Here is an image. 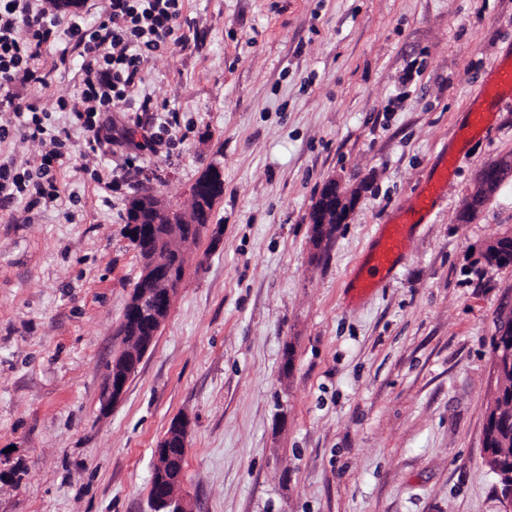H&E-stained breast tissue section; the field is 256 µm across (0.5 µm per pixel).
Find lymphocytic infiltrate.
I'll return each mask as SVG.
<instances>
[{
  "label": "lymphocytic infiltrate",
  "instance_id": "1",
  "mask_svg": "<svg viewBox=\"0 0 512 512\" xmlns=\"http://www.w3.org/2000/svg\"><path fill=\"white\" fill-rule=\"evenodd\" d=\"M50 0H0V106H8L15 129L32 139L49 140L51 150L41 155L33 170L16 173L11 161H0V199L25 196L29 206L54 202L59 191L53 173L62 167V133L45 123L35 104L17 101L16 83H46L41 67L45 48L58 49L60 60L70 52L81 59L82 80L70 100V111L84 134L86 149L103 150L100 116L123 103L134 126H147L148 145L171 136L176 113L144 123L148 101H136L133 91L150 53L171 42L180 29L182 0H109L104 18L92 21L80 15L68 20L51 15Z\"/></svg>",
  "mask_w": 512,
  "mask_h": 512
}]
</instances>
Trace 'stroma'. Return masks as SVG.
Here are the masks:
<instances>
[{
    "instance_id": "1",
    "label": "stroma",
    "mask_w": 512,
    "mask_h": 512,
    "mask_svg": "<svg viewBox=\"0 0 512 512\" xmlns=\"http://www.w3.org/2000/svg\"><path fill=\"white\" fill-rule=\"evenodd\" d=\"M181 24L134 90L179 125L120 191V156L81 147L58 109L79 60L46 49L47 85L16 86L69 131L70 159L57 202L0 200V512H150L153 450L178 415L193 512H505L482 434L512 266L477 260L512 231V175L457 217L512 159V98L482 92L512 59V0H184ZM477 106L494 115L482 135ZM214 160L223 241L187 253L153 347L102 412L141 274L127 201L190 212ZM331 179L358 200L319 251L308 218ZM436 181L405 252L357 291L383 225ZM508 174H512V160L505 159L486 167L479 178L476 189L469 195L459 213L458 221L468 223L480 210L485 199L493 193Z\"/></svg>"
}]
</instances>
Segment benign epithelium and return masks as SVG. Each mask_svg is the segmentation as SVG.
<instances>
[{"mask_svg": "<svg viewBox=\"0 0 512 512\" xmlns=\"http://www.w3.org/2000/svg\"><path fill=\"white\" fill-rule=\"evenodd\" d=\"M512 174V160L505 159L486 167L476 189L469 195L459 213L458 221L465 224L480 210L485 199L493 193L505 177ZM223 181V168L212 162L188 188L191 198L214 207L222 197L218 193ZM357 202V193L343 190L334 180L326 182L311 212L313 239L316 245L326 243L337 224H345ZM130 227L143 220V215L155 216L154 224L164 228L151 237L143 248L141 275L133 288L126 307L128 318L123 320L124 346L109 367L102 412H108L124 397L127 386L138 370L145 354L153 346L156 336L169 314L180 284L170 278L168 257L174 252H184L199 238L208 234L211 243L219 245L221 229L211 224H198V233L186 236L181 230L185 218L171 202L161 196L143 194L132 197L127 203ZM191 423L187 416L175 417L170 430L154 448V464L159 475L157 484L150 485L149 501L154 512H192L187 500L180 495L184 463L188 451Z\"/></svg>", "mask_w": 512, "mask_h": 512, "instance_id": "obj_1", "label": "benign epithelium"}]
</instances>
